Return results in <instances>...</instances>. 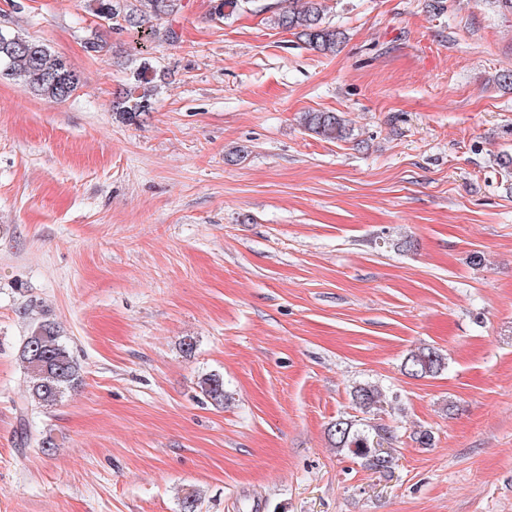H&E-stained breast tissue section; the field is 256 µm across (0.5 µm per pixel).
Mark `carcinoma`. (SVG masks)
<instances>
[{
    "instance_id": "obj_1",
    "label": "carcinoma",
    "mask_w": 512,
    "mask_h": 512,
    "mask_svg": "<svg viewBox=\"0 0 512 512\" xmlns=\"http://www.w3.org/2000/svg\"><path fill=\"white\" fill-rule=\"evenodd\" d=\"M95 15L114 25L141 28L153 21L174 17L184 8L183 0H91ZM249 0H212L214 15L227 18L239 11ZM274 25L292 31L314 50L335 52L343 33L324 22L321 0H304L301 7L290 6L275 14ZM0 74L18 81L34 94L62 102L69 99L81 84L80 75L69 61L48 45L15 33L0 30ZM168 74L144 60L135 68L132 81L112 101V111L123 121L131 122L153 109L155 96ZM303 126L325 140H345L351 135L346 120L338 112H306ZM19 359L28 384L31 405L50 407L65 391L78 385L80 374L76 361L52 321L37 322L23 341ZM446 367L438 351L424 347L414 350L405 359L403 370L411 378L433 377ZM204 396L224 404V378L208 374L199 381ZM352 401L360 410L369 412L382 402V390L370 384L353 388ZM336 447L359 458L363 466L379 473L390 472L393 457L375 447V439H392L385 427L370 435L355 428L346 419H338L330 428Z\"/></svg>"
}]
</instances>
